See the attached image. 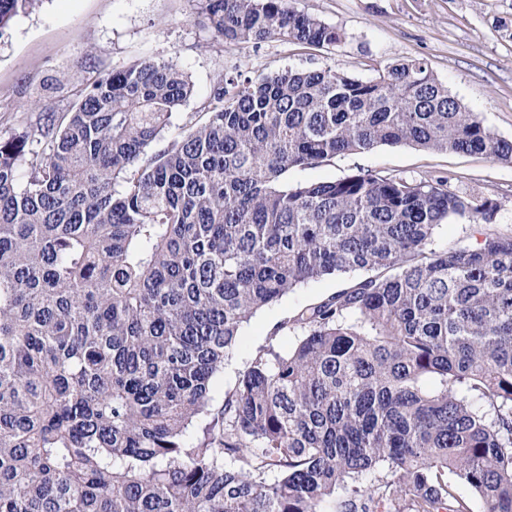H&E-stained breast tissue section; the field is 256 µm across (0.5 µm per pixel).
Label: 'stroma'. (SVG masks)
<instances>
[{
    "label": "stroma",
    "mask_w": 512,
    "mask_h": 512,
    "mask_svg": "<svg viewBox=\"0 0 512 512\" xmlns=\"http://www.w3.org/2000/svg\"><path fill=\"white\" fill-rule=\"evenodd\" d=\"M293 5L336 27L342 41L321 50L276 40L257 48L229 47L195 17L191 0H44L0 36V133L35 121L33 102L69 109L72 99L65 89L87 78L89 56L106 72L147 58L176 63L194 94L174 112L175 128L194 122L221 72L254 78L288 68H332L367 80L377 67L423 58L469 111L512 140V0H293ZM360 169L407 180L444 179L451 191L496 203L489 220L437 226L433 248L475 247L485 231L512 232V164L482 154L381 145L290 169L283 181H331ZM355 280L352 274L327 276L300 286L244 323L235 354L213 381L212 408L223 404L260 350L271 347L284 355L296 345L303 331L292 318L300 309Z\"/></svg>",
    "instance_id": "stroma-1"
}]
</instances>
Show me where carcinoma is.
I'll list each match as a JSON object with an SVG mask.
<instances>
[{
  "label": "carcinoma",
  "instance_id": "carcinoma-1",
  "mask_svg": "<svg viewBox=\"0 0 512 512\" xmlns=\"http://www.w3.org/2000/svg\"><path fill=\"white\" fill-rule=\"evenodd\" d=\"M38 2L0 0V37ZM193 2L230 46L342 40L291 0ZM71 92L0 134V512H470L455 478L512 512V235L432 248L496 203L363 170L281 183L400 143L512 164V141L422 58L220 73L157 151L194 94L174 62ZM358 270L211 411L244 322Z\"/></svg>",
  "mask_w": 512,
  "mask_h": 512
}]
</instances>
